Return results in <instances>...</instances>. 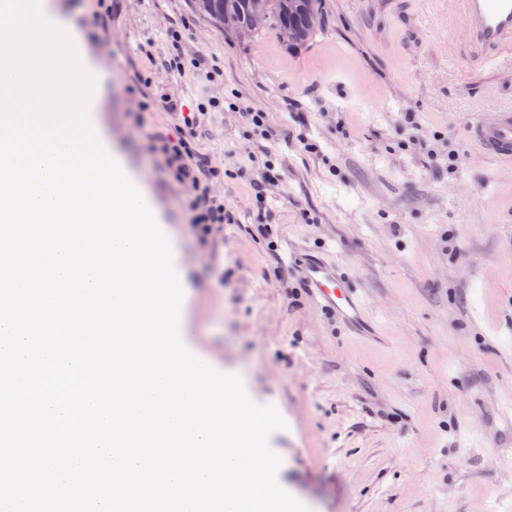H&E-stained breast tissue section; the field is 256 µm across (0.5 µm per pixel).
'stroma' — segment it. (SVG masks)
<instances>
[{
	"instance_id": "35a3bbf8",
	"label": "stroma",
	"mask_w": 512,
	"mask_h": 512,
	"mask_svg": "<svg viewBox=\"0 0 512 512\" xmlns=\"http://www.w3.org/2000/svg\"><path fill=\"white\" fill-rule=\"evenodd\" d=\"M51 2L189 261L195 348L287 423L269 437L278 482L309 512H512V162L468 133L512 100V73L450 63L443 0H322L295 48L224 34L192 0ZM162 133L207 159L232 223L195 230ZM299 248L344 267L384 348L324 315Z\"/></svg>"
}]
</instances>
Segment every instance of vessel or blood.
Instances as JSON below:
<instances>
[{"instance_id":"vessel-or-blood-1","label":"vessel or blood","mask_w":512,"mask_h":512,"mask_svg":"<svg viewBox=\"0 0 512 512\" xmlns=\"http://www.w3.org/2000/svg\"><path fill=\"white\" fill-rule=\"evenodd\" d=\"M448 22L463 26V37L449 54L471 77H479L492 61L512 68V0H448ZM470 130L482 153L512 161V102L480 111ZM290 260L320 307L340 318L349 337L377 341L362 295L349 287L342 267L309 248L292 251Z\"/></svg>"}]
</instances>
